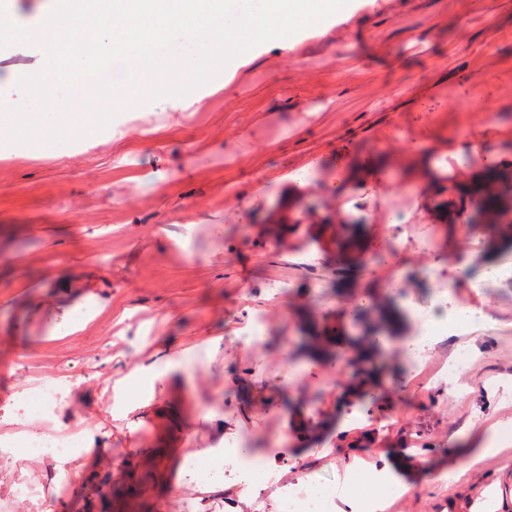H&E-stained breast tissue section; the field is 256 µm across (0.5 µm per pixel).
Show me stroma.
Returning a JSON list of instances; mask_svg holds the SVG:
<instances>
[{"mask_svg": "<svg viewBox=\"0 0 512 512\" xmlns=\"http://www.w3.org/2000/svg\"><path fill=\"white\" fill-rule=\"evenodd\" d=\"M254 55L180 100L123 91L79 141L0 140V437L53 376V429L87 425L65 469L0 447V512H40L10 495L28 476L53 512H276L306 464L346 501L354 462L395 487L382 512H451L477 493L512 512V224L449 227L459 196L444 190L490 159L512 171V0H352ZM43 62L0 49V99L25 102L17 80ZM327 189L365 220L350 247L301 219ZM445 289L484 319L413 366ZM364 298L385 319L383 344L361 349L370 401L343 371ZM459 350L467 391L433 387ZM238 442L272 472L261 497L186 470Z\"/></svg>", "mask_w": 512, "mask_h": 512, "instance_id": "obj_1", "label": "stroma"}]
</instances>
